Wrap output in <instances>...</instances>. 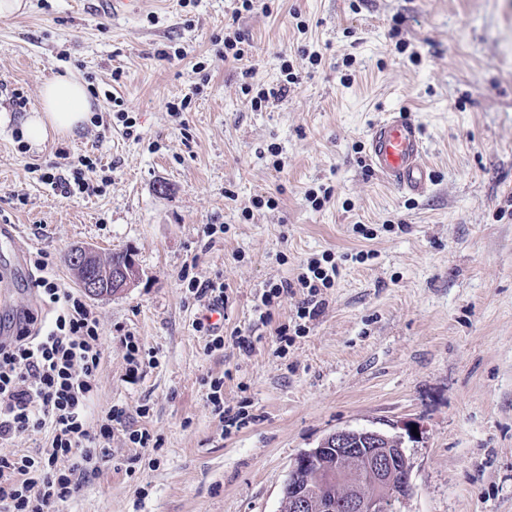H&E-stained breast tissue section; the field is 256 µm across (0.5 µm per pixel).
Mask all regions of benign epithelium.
<instances>
[{
	"label": "benign epithelium",
	"instance_id": "1",
	"mask_svg": "<svg viewBox=\"0 0 512 512\" xmlns=\"http://www.w3.org/2000/svg\"><path fill=\"white\" fill-rule=\"evenodd\" d=\"M71 263L84 271L79 285L94 297L103 287L122 292L140 275L139 268L129 260L121 266H108L99 261L95 252L84 249L71 256ZM404 441L401 435H390L378 429H341L323 438L317 447L300 452L294 459L288 476L302 470L312 455L328 456L332 462L320 473L319 484L336 486L342 496L339 503L324 497L312 486L298 489L287 480L282 495L288 496L292 512H310L318 502V512H386L385 502L391 500L401 481H411L412 463L404 448L395 442Z\"/></svg>",
	"mask_w": 512,
	"mask_h": 512
}]
</instances>
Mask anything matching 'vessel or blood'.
<instances>
[{
	"instance_id": "b4317fda",
	"label": "vessel or blood",
	"mask_w": 512,
	"mask_h": 512,
	"mask_svg": "<svg viewBox=\"0 0 512 512\" xmlns=\"http://www.w3.org/2000/svg\"><path fill=\"white\" fill-rule=\"evenodd\" d=\"M97 10L116 17L137 15L143 0H96ZM370 168L378 176L411 194L427 190L432 174L424 161L420 123L401 110L370 126L365 139Z\"/></svg>"
}]
</instances>
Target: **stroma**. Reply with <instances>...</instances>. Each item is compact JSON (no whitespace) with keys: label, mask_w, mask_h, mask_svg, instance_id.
<instances>
[{"label":"stroma","mask_w":512,"mask_h":512,"mask_svg":"<svg viewBox=\"0 0 512 512\" xmlns=\"http://www.w3.org/2000/svg\"><path fill=\"white\" fill-rule=\"evenodd\" d=\"M128 20L85 0H30L0 18V110L21 89L74 74L96 119L20 152L0 129V224L44 250L77 289L71 248L127 251L140 276L90 300L104 333L93 411L124 407L110 460L59 512H280L294 458L341 429L406 439L412 494L396 512H512V0H153ZM245 37V63L224 35ZM300 83L254 110L244 65ZM350 75L342 83V75ZM190 97L173 115L166 102ZM135 123L126 136L115 100ZM423 128L432 183L420 196L375 175L364 144L387 113ZM92 153V196L65 198L25 169ZM330 200H323L325 188ZM219 225L206 237L204 225ZM331 257L325 307L298 320L305 289L255 306L267 283L295 282ZM0 241V326L37 308L31 273ZM225 286L224 345L195 324L182 271ZM301 325L278 350L279 324ZM249 337L244 353L232 334ZM142 364L128 382L124 334ZM250 420L225 430L206 403ZM148 431L160 450L135 447ZM223 384L224 382L220 380L210 384L211 392L207 395V401L212 405L213 412L219 416L222 422L228 426H234L239 422L240 415L239 413L232 414V409L230 408L224 409V402L220 394Z\"/></svg>","instance_id":"35a3bbf8"}]
</instances>
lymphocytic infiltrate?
Listing matches in <instances>:
<instances>
[{"instance_id":"f902f5d3","label":"lymphocytic infiltrate","mask_w":512,"mask_h":512,"mask_svg":"<svg viewBox=\"0 0 512 512\" xmlns=\"http://www.w3.org/2000/svg\"><path fill=\"white\" fill-rule=\"evenodd\" d=\"M94 167L84 155L77 167L52 165L40 179L66 198L92 195L96 188L84 172ZM32 263L38 273L34 286L54 315L42 324L34 312H25L15 336L0 338V442L45 428L51 440L34 457L0 455V512H55L57 504L78 495L86 465L108 461L113 427L126 418L125 409L113 405L90 419L103 356L100 322L80 294L49 274L46 252H37ZM335 277V268L308 264L295 282L269 285L257 310L268 318L275 300L296 286L309 291L298 318H314L322 309L320 288L331 287Z\"/></svg>"}]
</instances>
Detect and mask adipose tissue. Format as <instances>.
<instances>
[{"label": "adipose tissue", "instance_id": "obj_1", "mask_svg": "<svg viewBox=\"0 0 512 512\" xmlns=\"http://www.w3.org/2000/svg\"><path fill=\"white\" fill-rule=\"evenodd\" d=\"M91 114V101L84 84L70 75H60L43 83L39 105L20 123L26 143L37 146L51 135H72Z\"/></svg>", "mask_w": 512, "mask_h": 512}]
</instances>
